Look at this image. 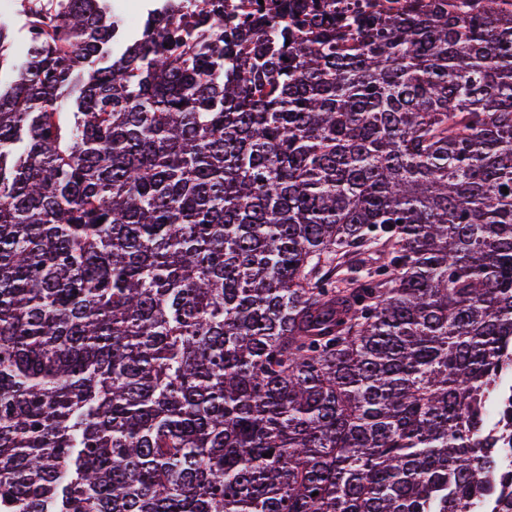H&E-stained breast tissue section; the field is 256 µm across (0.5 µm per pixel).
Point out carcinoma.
I'll return each instance as SVG.
<instances>
[{"label":"carcinoma","mask_w":512,"mask_h":512,"mask_svg":"<svg viewBox=\"0 0 512 512\" xmlns=\"http://www.w3.org/2000/svg\"><path fill=\"white\" fill-rule=\"evenodd\" d=\"M110 11L0 23V512H512V10Z\"/></svg>","instance_id":"obj_1"}]
</instances>
